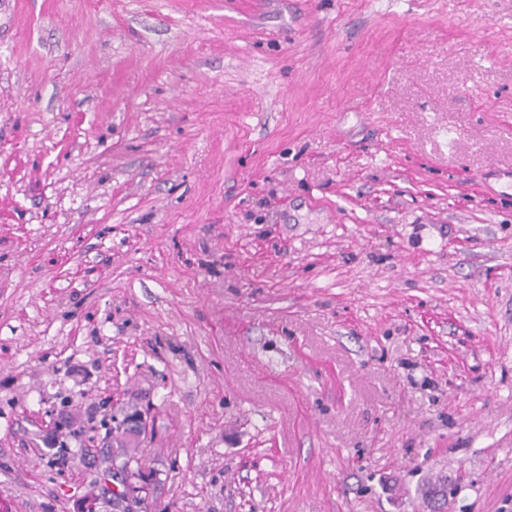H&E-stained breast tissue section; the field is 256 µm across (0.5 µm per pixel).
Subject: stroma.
I'll return each mask as SVG.
<instances>
[{
    "label": "stroma",
    "instance_id": "35a3bbf8",
    "mask_svg": "<svg viewBox=\"0 0 512 512\" xmlns=\"http://www.w3.org/2000/svg\"><path fill=\"white\" fill-rule=\"evenodd\" d=\"M134 409V512H512V0H0V512Z\"/></svg>",
    "mask_w": 512,
    "mask_h": 512
}]
</instances>
